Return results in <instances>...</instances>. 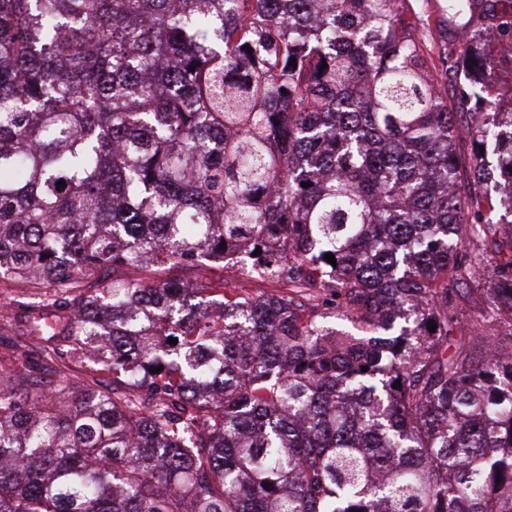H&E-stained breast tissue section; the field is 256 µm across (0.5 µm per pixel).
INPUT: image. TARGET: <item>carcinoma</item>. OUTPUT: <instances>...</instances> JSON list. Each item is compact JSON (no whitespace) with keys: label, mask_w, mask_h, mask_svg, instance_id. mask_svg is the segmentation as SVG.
Wrapping results in <instances>:
<instances>
[{"label":"carcinoma","mask_w":512,"mask_h":512,"mask_svg":"<svg viewBox=\"0 0 512 512\" xmlns=\"http://www.w3.org/2000/svg\"><path fill=\"white\" fill-rule=\"evenodd\" d=\"M397 2L0 0V277L46 289L0 339L55 364L0 367V512H512V350L457 333L512 327V106L466 30L461 126ZM258 248L275 294L164 277ZM466 311L464 323L467 324V331H473V329H475V331L489 336L490 340L494 341L496 344L509 346V349H511L512 340L508 335L507 328H505L503 324L498 326L495 323L484 321L481 314L476 309L468 307Z\"/></svg>","instance_id":"carcinoma-1"}]
</instances>
